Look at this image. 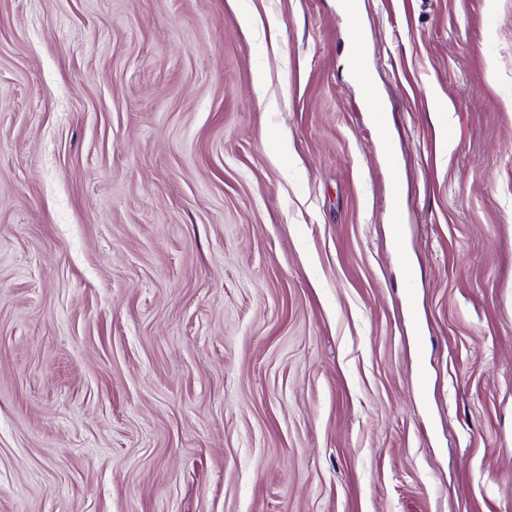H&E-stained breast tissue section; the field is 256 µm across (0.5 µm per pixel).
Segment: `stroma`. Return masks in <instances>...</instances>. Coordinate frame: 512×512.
I'll return each mask as SVG.
<instances>
[{
    "label": "stroma",
    "instance_id": "1",
    "mask_svg": "<svg viewBox=\"0 0 512 512\" xmlns=\"http://www.w3.org/2000/svg\"><path fill=\"white\" fill-rule=\"evenodd\" d=\"M0 512H512V0H0Z\"/></svg>",
    "mask_w": 512,
    "mask_h": 512
}]
</instances>
